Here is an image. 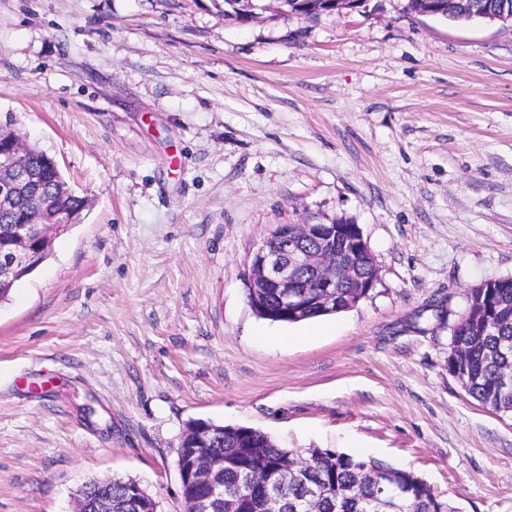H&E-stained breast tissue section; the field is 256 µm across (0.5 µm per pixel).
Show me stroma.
I'll use <instances>...</instances> for the list:
<instances>
[{
  "instance_id": "stroma-1",
  "label": "stroma",
  "mask_w": 512,
  "mask_h": 512,
  "mask_svg": "<svg viewBox=\"0 0 512 512\" xmlns=\"http://www.w3.org/2000/svg\"><path fill=\"white\" fill-rule=\"evenodd\" d=\"M0 126L88 200L0 302V512L132 478L184 512L192 420L414 472L512 512V417L448 370L466 295L512 278V28L365 0H0ZM359 225L379 281L288 324L247 296L278 224ZM285 4L283 6L287 7V11L290 12H303L306 16L309 17H316L321 14H323L326 9L328 8L327 12H342L343 9L347 10H355L358 7H356L357 4L361 3L358 2L360 0H326L327 8L325 5V0H303L306 1L305 4H303V8L299 9L296 6H293V2L300 1V0H285ZM351 4L350 6L348 5ZM297 13V12H296Z\"/></svg>"
}]
</instances>
